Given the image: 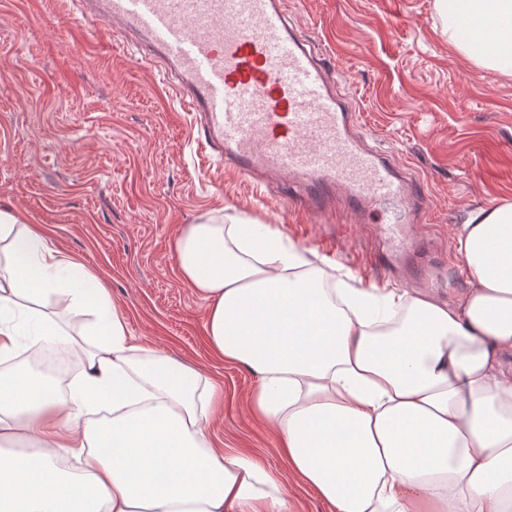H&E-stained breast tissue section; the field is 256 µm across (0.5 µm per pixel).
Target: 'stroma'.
Segmentation results:
<instances>
[{
    "mask_svg": "<svg viewBox=\"0 0 512 512\" xmlns=\"http://www.w3.org/2000/svg\"><path fill=\"white\" fill-rule=\"evenodd\" d=\"M286 8L367 144L420 185L437 281L376 266L374 231L343 200L312 212L218 165L169 86L120 41L94 38L70 0H0V206L42 225L56 249L98 277L134 345L223 387L208 426L215 447L281 472L270 428L248 409L255 378L212 355L208 303L177 274L178 231L237 216L269 225L314 265L339 267L353 287L411 286L448 302L466 286L455 225L512 200V76L459 51L436 0Z\"/></svg>",
    "mask_w": 512,
    "mask_h": 512,
    "instance_id": "1",
    "label": "stroma"
}]
</instances>
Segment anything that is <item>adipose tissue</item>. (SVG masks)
I'll return each instance as SVG.
<instances>
[{"mask_svg": "<svg viewBox=\"0 0 512 512\" xmlns=\"http://www.w3.org/2000/svg\"><path fill=\"white\" fill-rule=\"evenodd\" d=\"M438 4L474 21L462 52L512 76V0ZM21 221L0 210V362L19 349L24 300L32 345L77 344L39 312L50 295L97 342L74 381L0 371V437L32 445L0 453V512H290V477L326 512H512L511 201L457 225L468 286L448 302L351 287L261 224L180 231L179 277L209 303L215 357L255 376L249 409L273 428L283 475L214 447L223 390L169 356H135L97 277Z\"/></svg>", "mask_w": 512, "mask_h": 512, "instance_id": "obj_1", "label": "adipose tissue"}]
</instances>
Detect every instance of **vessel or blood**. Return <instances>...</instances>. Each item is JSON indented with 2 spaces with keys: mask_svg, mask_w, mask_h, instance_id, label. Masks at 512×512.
<instances>
[{
  "mask_svg": "<svg viewBox=\"0 0 512 512\" xmlns=\"http://www.w3.org/2000/svg\"><path fill=\"white\" fill-rule=\"evenodd\" d=\"M72 3L93 36L135 38L225 167L258 185L287 177L296 200L316 206L343 189L353 211L378 213L387 252L410 250L403 201L418 191L353 133L329 70L295 36L285 0Z\"/></svg>",
  "mask_w": 512,
  "mask_h": 512,
  "instance_id": "obj_1",
  "label": "vessel or blood"
}]
</instances>
